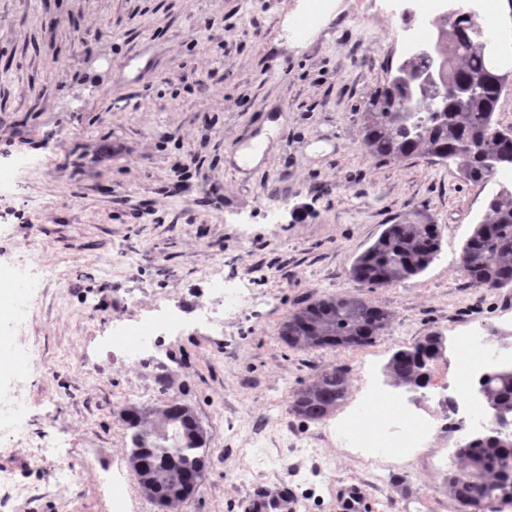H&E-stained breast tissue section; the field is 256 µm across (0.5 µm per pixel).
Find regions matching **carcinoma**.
I'll return each mask as SVG.
<instances>
[{"instance_id":"carcinoma-1","label":"carcinoma","mask_w":512,"mask_h":512,"mask_svg":"<svg viewBox=\"0 0 512 512\" xmlns=\"http://www.w3.org/2000/svg\"><path fill=\"white\" fill-rule=\"evenodd\" d=\"M473 23L462 20L447 32L444 43L449 64L445 82L451 87L441 107L431 100L435 87L411 94L406 72L420 70L424 59L405 58L390 79L365 104L362 143L382 162L418 155L450 160L465 179L490 182L499 171L512 168V126L495 117L502 94L498 80L488 72L483 56L472 47ZM440 248V228L424 212L405 214L382 231L354 261L351 277L369 288H385L421 274ZM460 268L469 281L490 290L512 287V190L491 195L485 217L475 224L460 256ZM391 313L362 298L343 295L316 299L288 316L280 330L291 348L366 346L390 322ZM441 335L432 332L396 351L389 364L394 379L416 385L428 379L436 361ZM488 398L512 406V369L497 367L483 383ZM347 372L342 367L321 371L299 389L291 405L296 415L313 421L329 416L345 399ZM192 412L178 402L164 412L144 407L125 422L130 442L145 449L147 468L162 474L156 504L166 509L179 502V486L198 478V464H208L190 425ZM457 480L445 478L448 493L460 512H481L482 504L497 497L509 478L505 460L512 459V439L496 444L465 445L458 449Z\"/></svg>"}]
</instances>
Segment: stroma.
Returning a JSON list of instances; mask_svg holds the SVG:
<instances>
[{"label": "stroma", "mask_w": 512, "mask_h": 512, "mask_svg": "<svg viewBox=\"0 0 512 512\" xmlns=\"http://www.w3.org/2000/svg\"><path fill=\"white\" fill-rule=\"evenodd\" d=\"M305 0H0V165L29 159L0 195V259L30 250L56 271L27 289L21 432L0 431V512H111L107 480L129 473L126 405L175 400L209 436L211 464L179 512H240L258 486L288 484L303 512H336V491L367 484L371 512H458L444 484L457 458L424 448L383 480L321 421L289 410L324 369L343 367L341 418L365 384L376 408L435 409L438 393L393 386L392 354L436 331L434 381L464 376L455 338L472 323L512 329V288L470 283L464 243L497 182L428 157L381 163L360 146L368 98L406 56L386 0H335L303 36ZM261 152L259 163L240 158ZM192 177L177 187L180 164ZM426 211L440 251L390 288L351 266L399 214ZM137 258L127 266L126 254ZM251 294L223 331L195 308L209 283ZM356 295L391 312L371 345L293 349L278 335L311 298ZM181 307L184 326L146 360L112 353V321ZM52 449L33 459L32 443ZM86 468L62 486L61 463Z\"/></svg>", "instance_id": "35a3bbf8"}]
</instances>
